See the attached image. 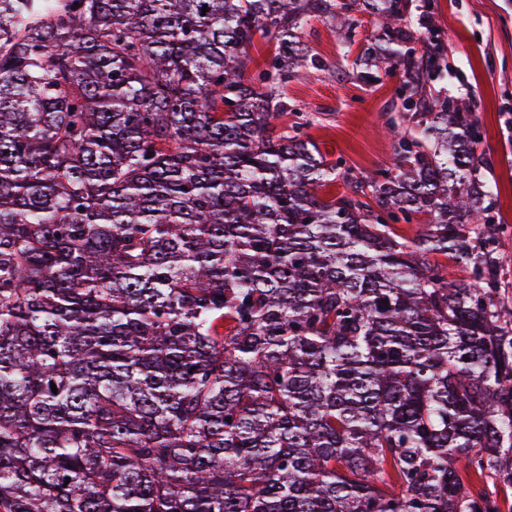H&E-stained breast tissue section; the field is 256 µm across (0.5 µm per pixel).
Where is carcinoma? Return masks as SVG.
<instances>
[{
	"label": "carcinoma",
	"mask_w": 512,
	"mask_h": 512,
	"mask_svg": "<svg viewBox=\"0 0 512 512\" xmlns=\"http://www.w3.org/2000/svg\"><path fill=\"white\" fill-rule=\"evenodd\" d=\"M431 7L0 0V512H501L502 227ZM365 12L407 97L358 178L280 86L309 18ZM250 54L253 58V63L250 66V75H254L263 69H271L275 55V46L257 41L255 47L250 49Z\"/></svg>",
	"instance_id": "1"
}]
</instances>
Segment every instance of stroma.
<instances>
[{
  "label": "stroma",
  "mask_w": 512,
  "mask_h": 512,
  "mask_svg": "<svg viewBox=\"0 0 512 512\" xmlns=\"http://www.w3.org/2000/svg\"><path fill=\"white\" fill-rule=\"evenodd\" d=\"M432 12V27L413 31L439 58L435 91L470 105L479 118L476 151L489 164L493 215L504 227L498 257L512 309V0H433ZM375 29L366 13L350 32L329 15L309 19L299 38L313 64L281 88L295 111L314 118L306 132L328 159L359 177L391 167L392 141L382 127L401 110V70L364 78L350 64Z\"/></svg>",
  "instance_id": "obj_1"
}]
</instances>
